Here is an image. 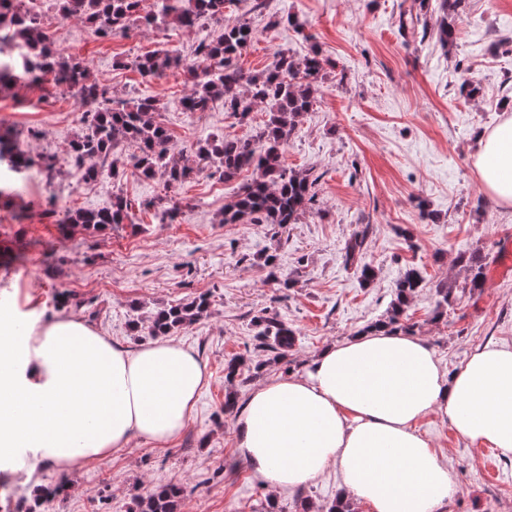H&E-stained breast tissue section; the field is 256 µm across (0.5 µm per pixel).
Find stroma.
<instances>
[{"mask_svg":"<svg viewBox=\"0 0 512 512\" xmlns=\"http://www.w3.org/2000/svg\"><path fill=\"white\" fill-rule=\"evenodd\" d=\"M439 2L265 0L259 8L255 0H232L226 8L227 20H247L255 31L238 59L243 70L274 68L281 55L298 58L313 45L328 61L318 101L286 147L288 167L319 178L316 202L296 224L222 223L225 204L249 178L245 172L230 181L194 174L171 187L163 174L143 177L123 158L113 182H84L65 155L80 128L81 103L36 86L0 92V127L13 131L19 149L59 160L54 183L32 180L21 198L0 204V253L19 254L0 267V304L44 318L61 309L113 343L135 347L150 342L146 324L156 307L202 293L212 302L207 317L173 334L201 355L209 374L181 437L165 447L136 441L89 463L45 512H132L134 495L172 481L184 490L179 512H253L264 501L274 512H301L305 502L327 512L341 490L338 469L273 494L235 451L234 417L224 411V363L234 356L255 361L259 313L287 323L298 341L287 361L235 384L241 399L381 318L397 279L412 266L424 283L408 320L445 369L462 367L487 340L512 346V271L499 266L512 241V207L485 191L474 166L479 133L512 114V0H464L449 48L436 37ZM403 12L426 18L427 33L400 30ZM58 14L57 0H50L41 20L55 44L119 95L159 99L161 119L187 165L195 163L196 143L249 137L264 120L258 108L239 121L220 101L205 112L185 111L182 100L192 89L186 73L150 79L123 65L174 47L191 55L221 25L134 27L102 40L82 20L55 23ZM465 76L479 82L476 97L461 95ZM116 188L132 203L130 223L119 228L65 237L42 215L49 206L61 215L111 206ZM161 197L178 205L177 223H160L149 208ZM362 228L364 260L376 272L368 286L345 262L346 243ZM474 251L488 262L478 291L466 288L459 261ZM268 254L276 255V270L264 266ZM286 277L292 287H280ZM443 284L456 300L438 318L436 288ZM421 430L453 485L438 512H512L511 461L459 439L448 420L428 418Z\"/></svg>","mask_w":512,"mask_h":512,"instance_id":"1","label":"stroma"}]
</instances>
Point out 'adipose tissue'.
<instances>
[{
    "instance_id": "ef3b65f1",
    "label": "adipose tissue",
    "mask_w": 512,
    "mask_h": 512,
    "mask_svg": "<svg viewBox=\"0 0 512 512\" xmlns=\"http://www.w3.org/2000/svg\"><path fill=\"white\" fill-rule=\"evenodd\" d=\"M478 144L482 185L511 206L512 115ZM206 384L198 353L175 340L131 350L64 313L40 321L1 307L0 471L75 475L136 440L173 443ZM434 416L511 456L512 346L486 343L450 374L423 338L356 334L254 388L236 414L235 450L273 493L334 465L345 497L373 512H437L450 474L418 429Z\"/></svg>"
}]
</instances>
